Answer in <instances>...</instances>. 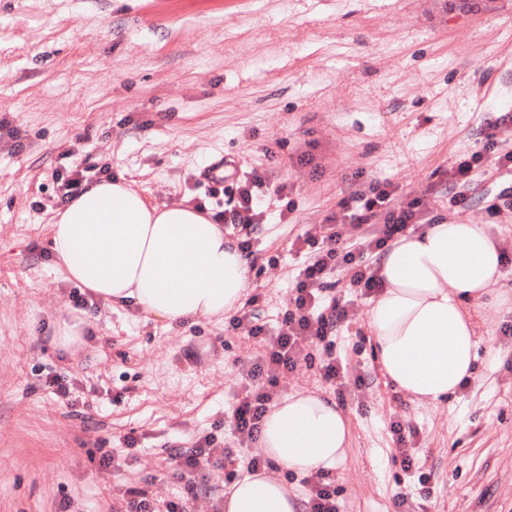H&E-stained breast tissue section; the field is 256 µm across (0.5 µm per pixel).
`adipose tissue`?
Wrapping results in <instances>:
<instances>
[{
  "instance_id": "obj_1",
  "label": "adipose tissue",
  "mask_w": 512,
  "mask_h": 512,
  "mask_svg": "<svg viewBox=\"0 0 512 512\" xmlns=\"http://www.w3.org/2000/svg\"><path fill=\"white\" fill-rule=\"evenodd\" d=\"M51 247L68 280L112 303L134 301L174 324L239 309L247 262L223 225L186 203L151 205L125 183L91 184L56 212ZM501 250L488 225L440 222L395 239L378 264L383 287L367 327L380 370L419 403L448 398L473 374L479 340L469 303L500 282ZM350 420L329 397L299 392L273 404L257 451L301 475L343 467ZM295 494L266 471L236 481L224 512H298Z\"/></svg>"
}]
</instances>
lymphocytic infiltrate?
Returning <instances> with one entry per match:
<instances>
[{
    "label": "lymphocytic infiltrate",
    "instance_id": "f902f5d3",
    "mask_svg": "<svg viewBox=\"0 0 512 512\" xmlns=\"http://www.w3.org/2000/svg\"><path fill=\"white\" fill-rule=\"evenodd\" d=\"M265 185L258 170L243 172L231 185L219 189L208 188L209 197L220 193L236 194L232 208L219 211L217 217L224 223L244 229L254 228L264 222V213L259 208L260 190ZM342 215L354 224H384V236L377 239L376 247H383L387 238L403 231L414 223V205L395 206L386 184L373 183L366 190H358L344 198ZM339 232H332L324 245L314 247L313 259L303 268L296 286L293 307L288 310L276 336L266 337V351L247 372L249 385L233 411L235 428L239 434L250 437L257 433L267 411L269 395L261 378L264 373L289 371L295 368V355L302 340L313 338L328 342L339 316L336 303L326 302L322 295L324 279L331 269L339 264L355 263L350 250L338 247Z\"/></svg>",
    "mask_w": 512,
    "mask_h": 512
}]
</instances>
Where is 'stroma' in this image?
Listing matches in <instances>:
<instances>
[{"instance_id": "obj_1", "label": "stroma", "mask_w": 512, "mask_h": 512, "mask_svg": "<svg viewBox=\"0 0 512 512\" xmlns=\"http://www.w3.org/2000/svg\"><path fill=\"white\" fill-rule=\"evenodd\" d=\"M508 110L512 0H0V512H123L131 486L160 508L224 512L229 474L256 455L232 418L263 351L248 328L277 334L307 239L327 237L340 201L373 181L418 202L421 225H491L504 277L472 313L474 373L424 404L383 376L353 275L375 270L384 227L344 224L358 265L333 268L325 290L344 311L342 384L322 378L321 347L305 340L270 397L319 392L348 416L347 459L330 474L343 512H512V213L487 211L512 122L484 147L487 121ZM475 152L470 203L450 206L451 168ZM220 159L267 185L242 327L169 326L130 301L75 307L50 248L58 170L106 164L149 203L214 211L231 196L197 181ZM74 316L83 341L66 347L57 322ZM208 438L203 467L170 460L169 447Z\"/></svg>"}]
</instances>
